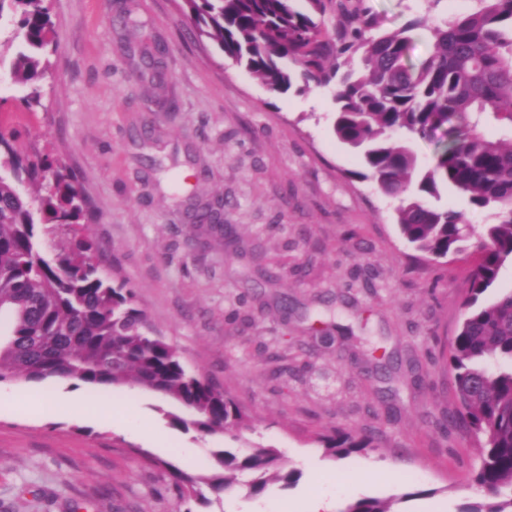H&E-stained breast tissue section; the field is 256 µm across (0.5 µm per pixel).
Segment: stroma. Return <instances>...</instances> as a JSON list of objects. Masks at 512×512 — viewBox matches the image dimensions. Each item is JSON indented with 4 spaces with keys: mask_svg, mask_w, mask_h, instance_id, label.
Returning <instances> with one entry per match:
<instances>
[{
    "mask_svg": "<svg viewBox=\"0 0 512 512\" xmlns=\"http://www.w3.org/2000/svg\"><path fill=\"white\" fill-rule=\"evenodd\" d=\"M181 7L50 0L42 105L28 109L23 89L0 83V153L75 174L103 273L253 427L172 428L161 399L134 387L2 382L58 408L0 407V512H302L319 492L335 512L366 497L394 512H458L476 496L475 451L455 422L446 353L476 254L430 260L409 247L397 200L359 178V155L335 135L330 89L268 90L200 39ZM131 19L163 47L164 88L134 73ZM193 199L222 202L232 244L199 243ZM332 426L373 448L325 456L318 438ZM259 445L278 448L298 481L177 499L173 470L204 475L213 450Z\"/></svg>",
    "mask_w": 512,
    "mask_h": 512,
    "instance_id": "stroma-1",
    "label": "stroma"
}]
</instances>
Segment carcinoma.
I'll return each mask as SVG.
<instances>
[{"label":"carcinoma","mask_w":512,"mask_h":512,"mask_svg":"<svg viewBox=\"0 0 512 512\" xmlns=\"http://www.w3.org/2000/svg\"><path fill=\"white\" fill-rule=\"evenodd\" d=\"M198 35L216 43L233 65L269 90L293 84L332 87L336 136L362 159L364 179L400 200L403 239L430 260L462 254L476 244L464 313L448 346L449 380L458 412L476 449L469 483L481 489L459 512H512V290L489 304L502 265L512 260V140L486 135L493 121L512 134V0H473L466 12L437 19L442 0H419L421 14L391 33L364 0H183ZM17 19L10 57L0 70L26 90L28 108L41 106L38 83L50 64L45 50L53 25L48 0H0V20ZM426 56L413 61L418 39ZM434 144L431 162L413 149ZM453 189L492 222L478 231L462 212L433 206ZM209 207L196 222L224 233ZM92 212L72 172L60 163L22 168L0 156V382L75 380L91 387H137L179 404L189 415L166 411L172 426L200 434L240 433L252 419L223 389L190 373L176 348L153 331L135 294L114 285L91 262L98 252L88 234ZM62 228L66 240L51 254L40 237ZM496 360V369L487 363ZM324 453L342 458L371 447L366 436L332 428L318 438ZM208 475L176 470L179 500L220 496L238 476L252 474L254 495L296 471L274 447L244 455L212 452ZM343 512H394L392 502L361 498Z\"/></svg>","instance_id":"cac0c4a2"}]
</instances>
